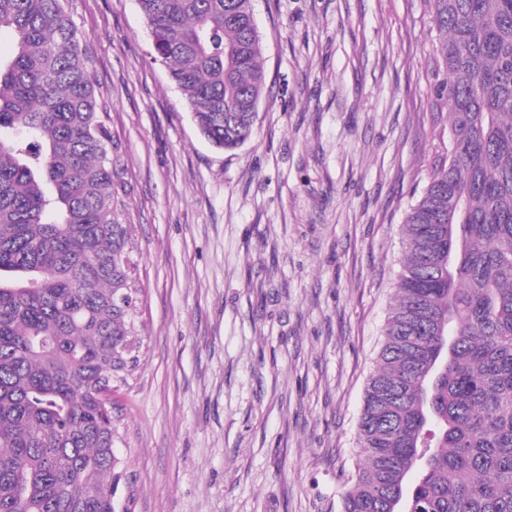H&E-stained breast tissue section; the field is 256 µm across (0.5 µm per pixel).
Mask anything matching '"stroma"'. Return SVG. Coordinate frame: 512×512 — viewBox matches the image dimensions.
Wrapping results in <instances>:
<instances>
[{
	"label": "stroma",
	"mask_w": 512,
	"mask_h": 512,
	"mask_svg": "<svg viewBox=\"0 0 512 512\" xmlns=\"http://www.w3.org/2000/svg\"><path fill=\"white\" fill-rule=\"evenodd\" d=\"M125 153L143 289L115 512H342L436 143L421 0H254L267 91L215 149L138 0H71Z\"/></svg>",
	"instance_id": "1"
}]
</instances>
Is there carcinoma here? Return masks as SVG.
Instances as JSON below:
<instances>
[{"instance_id": "obj_1", "label": "carcinoma", "mask_w": 512, "mask_h": 512, "mask_svg": "<svg viewBox=\"0 0 512 512\" xmlns=\"http://www.w3.org/2000/svg\"><path fill=\"white\" fill-rule=\"evenodd\" d=\"M199 134L253 135V0H138ZM440 151L358 424L343 512H512V0H423ZM0 512H113L104 384L138 362L122 146L69 0H0Z\"/></svg>"}]
</instances>
